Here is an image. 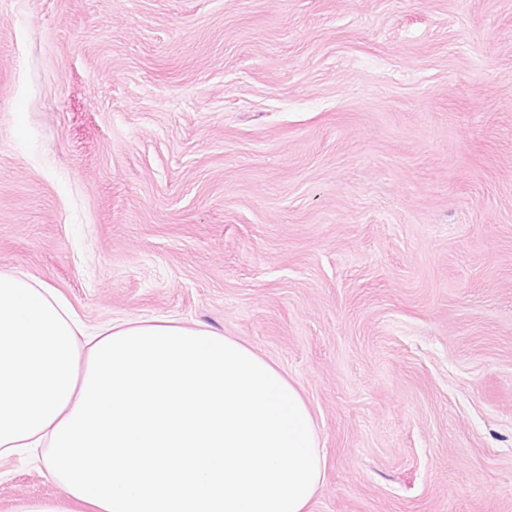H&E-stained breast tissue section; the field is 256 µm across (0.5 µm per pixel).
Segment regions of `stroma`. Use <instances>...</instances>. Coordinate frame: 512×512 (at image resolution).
Returning a JSON list of instances; mask_svg holds the SVG:
<instances>
[{"label": "stroma", "instance_id": "stroma-1", "mask_svg": "<svg viewBox=\"0 0 512 512\" xmlns=\"http://www.w3.org/2000/svg\"><path fill=\"white\" fill-rule=\"evenodd\" d=\"M0 271L275 364L309 512H512V0H0Z\"/></svg>", "mask_w": 512, "mask_h": 512}]
</instances>
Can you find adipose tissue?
Returning <instances> with one entry per match:
<instances>
[{
    "label": "adipose tissue",
    "instance_id": "ef3b65f1",
    "mask_svg": "<svg viewBox=\"0 0 512 512\" xmlns=\"http://www.w3.org/2000/svg\"><path fill=\"white\" fill-rule=\"evenodd\" d=\"M44 443L69 498L13 512H307L324 478L305 399L238 340L173 319L86 333L54 288L0 272V455Z\"/></svg>",
    "mask_w": 512,
    "mask_h": 512
}]
</instances>
